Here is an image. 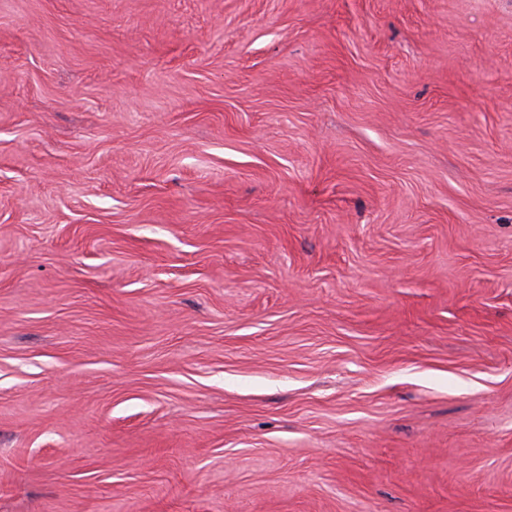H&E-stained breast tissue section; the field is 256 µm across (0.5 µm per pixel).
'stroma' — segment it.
Returning <instances> with one entry per match:
<instances>
[{"mask_svg":"<svg viewBox=\"0 0 512 512\" xmlns=\"http://www.w3.org/2000/svg\"><path fill=\"white\" fill-rule=\"evenodd\" d=\"M0 512H512V0H0Z\"/></svg>","mask_w":512,"mask_h":512,"instance_id":"stroma-1","label":"stroma"}]
</instances>
